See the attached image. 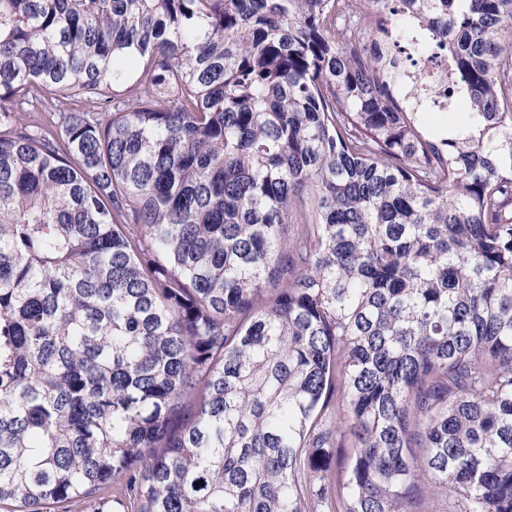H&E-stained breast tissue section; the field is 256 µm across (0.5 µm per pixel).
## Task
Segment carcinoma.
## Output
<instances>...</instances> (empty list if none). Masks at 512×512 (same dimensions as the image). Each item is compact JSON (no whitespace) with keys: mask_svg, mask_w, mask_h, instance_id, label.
I'll return each mask as SVG.
<instances>
[{"mask_svg":"<svg viewBox=\"0 0 512 512\" xmlns=\"http://www.w3.org/2000/svg\"><path fill=\"white\" fill-rule=\"evenodd\" d=\"M375 6L0 0L4 512H512V0ZM446 50V44L440 43L439 48L433 45L428 49L413 52L421 62L419 70L430 78H434L439 71L448 69V50Z\"/></svg>","mask_w":512,"mask_h":512,"instance_id":"1","label":"carcinoma"}]
</instances>
